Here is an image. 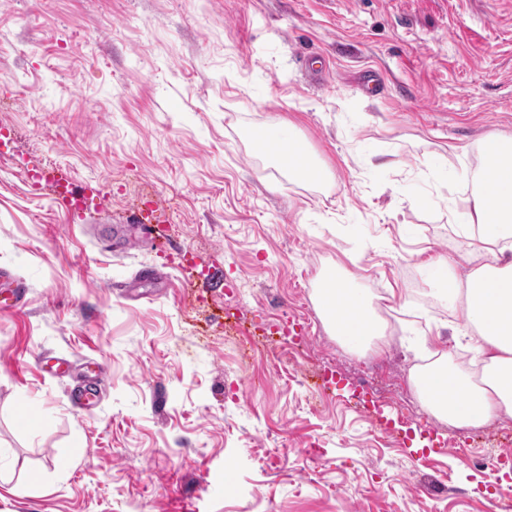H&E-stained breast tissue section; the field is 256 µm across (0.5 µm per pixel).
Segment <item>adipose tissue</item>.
<instances>
[{
	"label": "adipose tissue",
	"instance_id": "ef3b65f1",
	"mask_svg": "<svg viewBox=\"0 0 512 512\" xmlns=\"http://www.w3.org/2000/svg\"><path fill=\"white\" fill-rule=\"evenodd\" d=\"M267 142L296 178L315 182L330 178L327 167L311 161L302 139L284 137L275 128ZM478 152L482 160L478 171L458 174L474 183L457 221L460 233L470 240L475 265L463 279L456 275L450 256H435L430 265L445 275L440 296L450 309L461 312L473 333L482 376L474 378L452 364L432 336L424 342L433 364L411 373L419 400L436 419L470 427L512 418V137L487 134ZM328 281V286L316 289L315 297L331 335L353 352L380 348L386 325L377 312V296L356 287L339 268Z\"/></svg>",
	"mask_w": 512,
	"mask_h": 512
}]
</instances>
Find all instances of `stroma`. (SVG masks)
<instances>
[{"label": "stroma", "mask_w": 512, "mask_h": 512, "mask_svg": "<svg viewBox=\"0 0 512 512\" xmlns=\"http://www.w3.org/2000/svg\"><path fill=\"white\" fill-rule=\"evenodd\" d=\"M384 86L371 97L368 74ZM281 125L334 173L253 149ZM0 512H502L512 419L430 416L410 374L428 292L489 133L512 136V0H0ZM85 188L82 212L30 190ZM152 226L179 252L109 249ZM156 265L159 281L137 282ZM341 267L395 320L380 351L328 333ZM102 364L95 410L69 400ZM34 426H23L21 415ZM473 448L499 459L473 468ZM29 285L10 270L0 269V309L17 310L27 302Z\"/></svg>", "instance_id": "obj_1"}]
</instances>
